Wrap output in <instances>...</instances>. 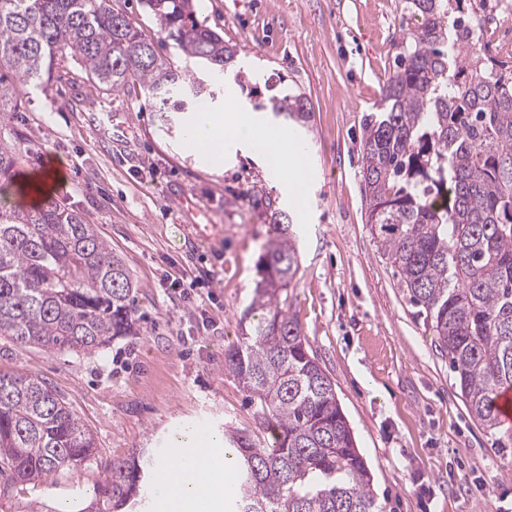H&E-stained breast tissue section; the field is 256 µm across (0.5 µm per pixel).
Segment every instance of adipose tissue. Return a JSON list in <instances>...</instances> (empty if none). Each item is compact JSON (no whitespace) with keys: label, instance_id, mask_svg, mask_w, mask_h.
Wrapping results in <instances>:
<instances>
[{"label":"adipose tissue","instance_id":"obj_1","mask_svg":"<svg viewBox=\"0 0 512 512\" xmlns=\"http://www.w3.org/2000/svg\"><path fill=\"white\" fill-rule=\"evenodd\" d=\"M194 140L198 149L207 155L222 153L237 142H248L253 150L263 155L275 178L285 179L289 188H297L306 172L301 158H294L290 169H283L277 157L285 131H270L250 112L221 115L200 110L195 115ZM208 444L209 453L195 452V445ZM177 454L162 458L158 470L163 480L158 495L167 512H190L199 506L210 512L224 495V480L231 470V462L216 453L223 442L217 435L194 428L182 429L174 439Z\"/></svg>","mask_w":512,"mask_h":512}]
</instances>
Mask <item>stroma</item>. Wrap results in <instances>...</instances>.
Instances as JSON below:
<instances>
[{
  "mask_svg": "<svg viewBox=\"0 0 512 512\" xmlns=\"http://www.w3.org/2000/svg\"><path fill=\"white\" fill-rule=\"evenodd\" d=\"M158 54L185 58L163 39L140 0H114ZM201 19L238 49L255 83L214 84L208 108L251 111L286 89L308 98L306 130L290 131L284 153L305 152L297 193L247 148L212 159L192 146L190 114L161 127L142 88L103 90L74 61L47 84L16 85L19 111L0 119V138L20 152L18 173L61 162L51 195L79 211L119 256L137 287L141 333L93 355L51 353L0 337V369L32 374L57 389L92 432L96 456L55 485L16 489L6 512L92 492L111 463L140 449L169 453L173 434L254 430L255 407L224 367L241 342L258 260L273 209L293 220L300 269L288 289L310 353L336 395L374 477L379 512H512V431L474 420L448 357L381 254L366 222L359 167L365 117L394 70L400 0H198ZM119 114L124 134L96 116ZM208 223V239L193 227ZM197 279L184 300L167 274Z\"/></svg>",
  "mask_w": 512,
  "mask_h": 512,
  "instance_id": "1",
  "label": "stroma"
}]
</instances>
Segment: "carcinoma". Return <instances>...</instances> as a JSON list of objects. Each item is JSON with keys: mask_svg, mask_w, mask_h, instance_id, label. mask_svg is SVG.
Here are the masks:
<instances>
[{"mask_svg": "<svg viewBox=\"0 0 512 512\" xmlns=\"http://www.w3.org/2000/svg\"><path fill=\"white\" fill-rule=\"evenodd\" d=\"M465 0H404L396 70L365 118L361 183L377 247L425 315L471 416L501 427L496 396L512 388V61L488 53L463 20ZM160 33L215 73L236 48L198 18L196 0H142ZM75 61L95 83L139 84L164 125L214 95L142 37L112 0H0V115L18 109L17 83L40 84ZM305 128L307 98L279 91L253 104ZM18 152L0 143V193ZM275 236L243 311L251 330L224 355L271 446L237 432L233 512H378L371 472L336 396L306 346L288 287L299 269L291 220ZM134 284L81 213L50 198L0 205V336L48 352L93 355L135 336ZM94 456L90 430L42 378L0 370V501L17 486L55 482ZM153 455L114 463L88 505L50 512H124L143 500Z\"/></svg>", "mask_w": 512, "mask_h": 512, "instance_id": "1", "label": "carcinoma"}]
</instances>
